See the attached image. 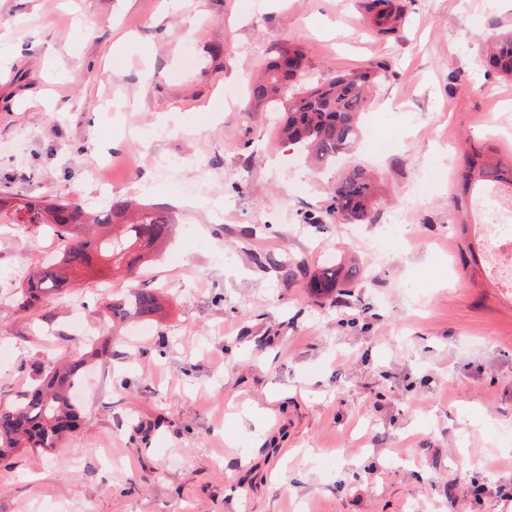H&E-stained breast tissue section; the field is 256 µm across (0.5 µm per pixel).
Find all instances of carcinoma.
Here are the masks:
<instances>
[{
	"label": "carcinoma",
	"mask_w": 512,
	"mask_h": 512,
	"mask_svg": "<svg viewBox=\"0 0 512 512\" xmlns=\"http://www.w3.org/2000/svg\"><path fill=\"white\" fill-rule=\"evenodd\" d=\"M369 10L377 31L391 30L400 8L392 0H370ZM302 55L283 49L272 61L261 80L248 88L257 103L282 110L278 132L283 144L308 154L323 165H334L349 151L359 136V119L368 102L371 84L376 80L367 71H345L325 78L315 86L294 82ZM488 70L512 80V31L496 37L484 59ZM490 183H506L498 164L479 153L467 157L462 194L468 195ZM375 199V181L359 172L344 176L331 191L326 213L342 215L348 224H368ZM131 203L115 198L108 209L95 216L62 196L44 201L11 203L0 197V215L10 211L8 223L20 228L45 225L56 243V256L50 265L29 275L15 299L17 310L35 314L53 298L78 285L82 273L94 261L103 259L112 273L133 277L152 261L172 234L175 224L163 210L143 204L128 220ZM288 277H301L314 296H328L338 288H352L363 279L356 266L331 265L311 272L304 262L288 265ZM162 309V291L144 285L126 297L109 300L104 318L113 327L129 320H149ZM103 354L91 347L74 356L62 367L39 365L36 383L10 405H0V461L5 462L21 448L51 450L81 425V411L73 401V388L81 380L85 364Z\"/></svg>",
	"instance_id": "carcinoma-1"
}]
</instances>
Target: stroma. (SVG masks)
I'll return each mask as SVG.
<instances>
[{"label": "stroma", "mask_w": 512, "mask_h": 512, "mask_svg": "<svg viewBox=\"0 0 512 512\" xmlns=\"http://www.w3.org/2000/svg\"><path fill=\"white\" fill-rule=\"evenodd\" d=\"M0 0V190L86 202L141 188L175 233L140 278L105 270L15 311L54 241L0 224V403L82 352L109 293L168 297L127 322L61 447L0 467V512H512V290L476 259L467 156L512 164V81L486 41L512 0ZM299 83L380 72L348 164L394 192L352 237L333 173L279 142L249 85L279 49ZM131 168L103 172L113 139ZM344 263L350 293L288 278ZM392 0H371L369 3V10L372 12V22L378 32H388L392 20L395 16L399 15L400 7L397 6L394 10Z\"/></svg>", "instance_id": "obj_1"}]
</instances>
